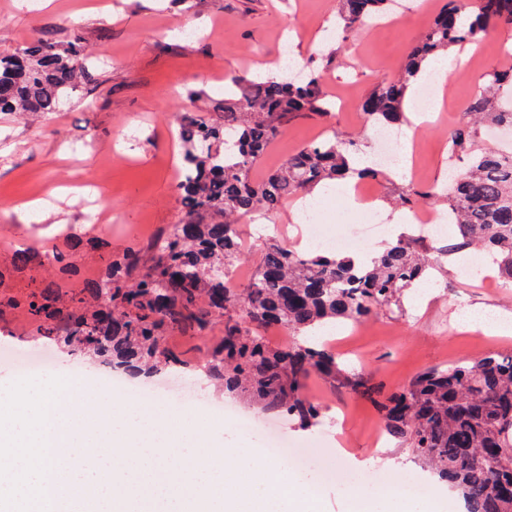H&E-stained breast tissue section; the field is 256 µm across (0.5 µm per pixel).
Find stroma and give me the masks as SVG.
Masks as SVG:
<instances>
[{
	"label": "stroma",
	"instance_id": "35a3bbf8",
	"mask_svg": "<svg viewBox=\"0 0 512 512\" xmlns=\"http://www.w3.org/2000/svg\"><path fill=\"white\" fill-rule=\"evenodd\" d=\"M404 2L403 20L388 28L365 25L343 39L334 29L338 0H52L48 7L0 0V53L32 39L63 42L78 33L100 55L81 98L62 111L30 127L0 115V262L11 258L20 238L40 251L62 245L59 231L66 224L106 235L116 252L145 248L163 235L181 218L177 131L179 117L193 109L187 90L202 84L220 94L230 79L255 77L258 65L276 62L286 49L298 68H325L333 107L328 116L288 124L258 164L256 177L276 170L300 146L336 133L376 151L360 104L377 84L397 76L410 47L446 4ZM185 26L195 27L198 37L184 36ZM448 61L453 68L436 121L407 130L427 178L393 173L377 180L382 203L403 184L433 191L426 207L444 210L435 192L448 180V134L465 121L467 101L482 75L512 66V32L490 31L477 44L453 48ZM40 199L46 205L35 222L31 208ZM431 278V284L406 293L402 310L327 333L326 348L386 393L431 368L512 355V335L475 336L456 318L463 306L512 314V288L495 275L487 284L474 282L460 258L446 260ZM223 333L218 322L205 337H170V346L190 366L163 372L161 380L196 378L194 364ZM24 352L51 355L41 379L77 374L113 399L129 392L127 385L110 381L106 367L67 353L17 311L0 307V389L22 379L14 359ZM304 394L321 408L318 425L302 429L281 415L275 422L290 442L307 449L312 464L296 471L314 486L321 512H355L349 485L387 480L390 467L420 472L411 451L385 434L375 404L316 376ZM340 447L346 451L341 460ZM332 466L343 473L344 484L325 482L322 471Z\"/></svg>",
	"mask_w": 512,
	"mask_h": 512
}]
</instances>
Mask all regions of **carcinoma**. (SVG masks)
Returning <instances> with one entry per match:
<instances>
[{
	"label": "carcinoma",
	"mask_w": 512,
	"mask_h": 512,
	"mask_svg": "<svg viewBox=\"0 0 512 512\" xmlns=\"http://www.w3.org/2000/svg\"><path fill=\"white\" fill-rule=\"evenodd\" d=\"M390 8L391 0H339L342 32ZM491 28L512 30V0H448L411 47L398 77L363 99L366 121L385 128L408 124L406 94L424 66ZM91 58L80 35L66 42L31 40L0 54V112L35 122L60 111L91 81L83 66ZM187 97L195 111L179 123V223L143 252L114 253L107 237L92 236L84 248L98 254L95 279L82 288L54 283L0 303L22 312L72 353L144 377L183 364L168 337L200 336L220 320L224 336L197 370L224 384L225 392L313 427L320 411L303 395V384L311 375L322 377L375 403L387 431L462 496L467 512H512V355L426 371L385 396L371 378L347 372L336 355L311 340L325 325L401 308L405 292L433 268L415 237L400 236L367 262L301 254L271 239L246 286L232 284L241 219L269 217L288 198L337 179L386 174L378 166L353 168V141L335 135L301 146L277 170L253 177V167L285 125L329 114L323 71L239 77L220 98L204 88L189 90ZM467 111L471 121L450 138V156L463 165L442 193L457 235L440 254L486 252L512 288V141L498 147L484 138L487 128L512 130V68L486 73ZM429 196L409 189L395 204L415 207ZM47 255L62 276L79 268L69 252L28 249L0 267V282L42 266ZM268 325L288 330V347L269 346L257 332Z\"/></svg>",
	"instance_id": "obj_1"
}]
</instances>
